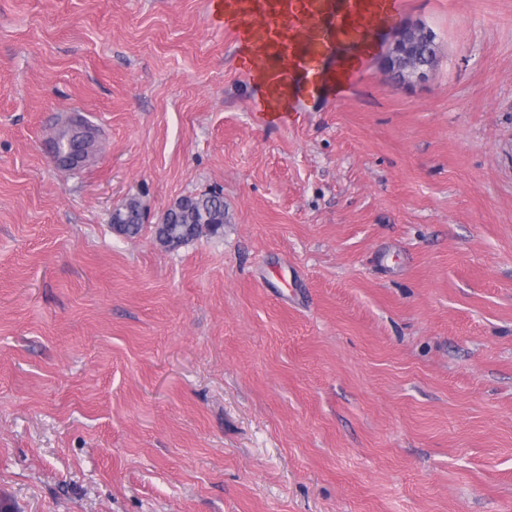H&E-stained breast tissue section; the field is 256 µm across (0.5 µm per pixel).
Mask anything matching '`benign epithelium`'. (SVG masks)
<instances>
[{"label": "benign epithelium", "mask_w": 512, "mask_h": 512, "mask_svg": "<svg viewBox=\"0 0 512 512\" xmlns=\"http://www.w3.org/2000/svg\"><path fill=\"white\" fill-rule=\"evenodd\" d=\"M430 45L437 47L433 32L423 25H401L384 56V70L398 75L402 83L422 79L430 68L420 63L417 49Z\"/></svg>", "instance_id": "benign-epithelium-1"}]
</instances>
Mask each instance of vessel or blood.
<instances>
[{
    "mask_svg": "<svg viewBox=\"0 0 512 512\" xmlns=\"http://www.w3.org/2000/svg\"><path fill=\"white\" fill-rule=\"evenodd\" d=\"M403 0H213L214 15H226L261 43V65L281 71L292 97H316L329 86L344 92L373 51L367 25L391 23Z\"/></svg>",
    "mask_w": 512,
    "mask_h": 512,
    "instance_id": "vessel-or-blood-1",
    "label": "vessel or blood"
}]
</instances>
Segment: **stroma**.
I'll return each instance as SVG.
<instances>
[{
  "mask_svg": "<svg viewBox=\"0 0 512 512\" xmlns=\"http://www.w3.org/2000/svg\"><path fill=\"white\" fill-rule=\"evenodd\" d=\"M399 20L428 77L378 29L273 121L209 0H0L12 512H512V0ZM211 191L218 232L161 248ZM425 45L436 48L438 53L435 36L430 29L419 24L400 25L384 56V70L398 75L402 83L424 78L431 69L420 63L417 49ZM167 224L176 235L198 237L203 228L216 232L224 224V199L215 192H203L178 200L177 208L167 214ZM125 224V233L128 237H135L141 230L143 210L136 198H129L125 203L115 208Z\"/></svg>",
  "mask_w": 512,
  "mask_h": 512,
  "instance_id": "stroma-1",
  "label": "stroma"
}]
</instances>
